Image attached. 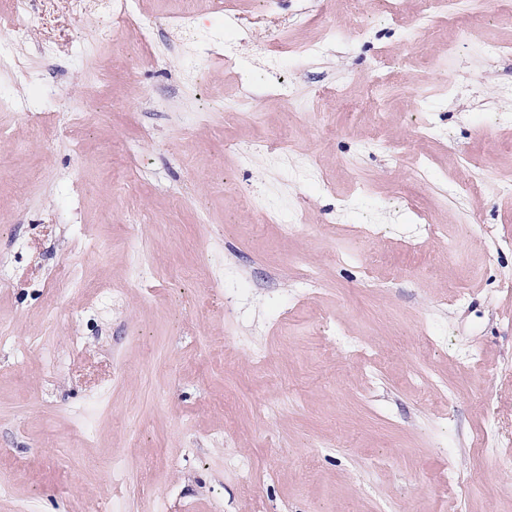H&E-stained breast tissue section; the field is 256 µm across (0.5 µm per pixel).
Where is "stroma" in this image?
I'll return each mask as SVG.
<instances>
[{
  "label": "stroma",
  "mask_w": 512,
  "mask_h": 512,
  "mask_svg": "<svg viewBox=\"0 0 512 512\" xmlns=\"http://www.w3.org/2000/svg\"><path fill=\"white\" fill-rule=\"evenodd\" d=\"M309 4L223 19L218 0H198L183 33L168 0H142L154 41L128 53L92 0H32L41 25L21 40L0 0V45L53 91L38 111H0V480L14 486L0 512H512V196L491 178L468 199L449 192L481 176L479 159L512 173V155H487L512 146V55L482 51L493 34L512 42V20L498 0H471L465 37L443 22L410 45L407 0L402 18L369 17L366 36L269 65L261 48L282 28L298 42L321 34L319 22L290 27ZM382 65L401 83L377 125L367 88ZM283 81L314 111L284 108L270 93ZM244 83L254 121L191 124ZM334 85L350 98L321 96ZM415 85L439 131L429 145L412 121ZM80 102L88 116L59 133V112ZM284 128L288 151L224 150ZM311 155L319 171L304 169ZM361 182L371 195H356ZM300 198L306 232L265 223L266 207ZM420 211L446 238L412 251ZM469 225L494 240H468ZM80 234L91 249L77 250ZM450 242L458 265H431ZM339 249L357 262L338 264ZM137 250L147 287L128 276ZM378 250L383 264L365 272ZM306 265L319 272L309 291ZM72 268L79 286L50 296ZM99 288L124 297L96 310ZM328 322L363 353L329 340ZM44 345L63 362L46 366ZM486 418L495 442L483 448Z\"/></svg>",
  "instance_id": "obj_1"
}]
</instances>
